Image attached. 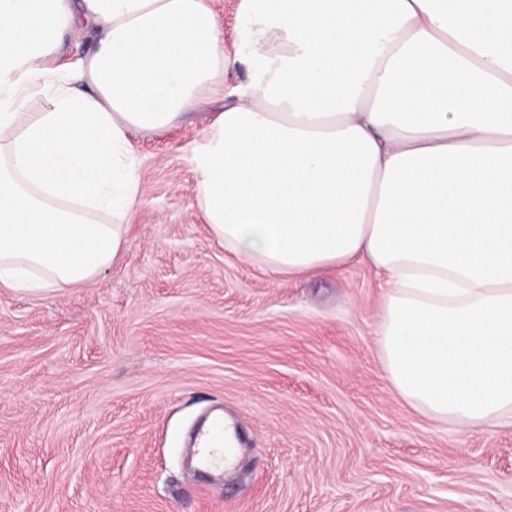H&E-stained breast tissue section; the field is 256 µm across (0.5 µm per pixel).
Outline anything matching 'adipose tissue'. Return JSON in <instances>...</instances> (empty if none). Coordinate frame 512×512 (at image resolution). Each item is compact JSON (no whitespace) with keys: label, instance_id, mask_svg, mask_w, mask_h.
Instances as JSON below:
<instances>
[{"label":"adipose tissue","instance_id":"ef3b65f1","mask_svg":"<svg viewBox=\"0 0 512 512\" xmlns=\"http://www.w3.org/2000/svg\"><path fill=\"white\" fill-rule=\"evenodd\" d=\"M0 0V288L88 285L141 203L132 134L210 113L194 198L276 276L367 261L392 390L512 422V0ZM89 38L69 68L63 39ZM245 82L225 89L234 64ZM239 0H211L210 5L215 20L224 31V45L228 51H233L238 24L237 6Z\"/></svg>","mask_w":512,"mask_h":512}]
</instances>
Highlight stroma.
Returning a JSON list of instances; mask_svg holds the SVG:
<instances>
[{
	"label": "stroma",
	"instance_id": "1",
	"mask_svg": "<svg viewBox=\"0 0 512 512\" xmlns=\"http://www.w3.org/2000/svg\"><path fill=\"white\" fill-rule=\"evenodd\" d=\"M202 117L133 135L142 202L93 284L0 290V512H512V425L393 393L370 264L275 278L215 243ZM216 408L242 456L206 482L183 448Z\"/></svg>",
	"mask_w": 512,
	"mask_h": 512
}]
</instances>
